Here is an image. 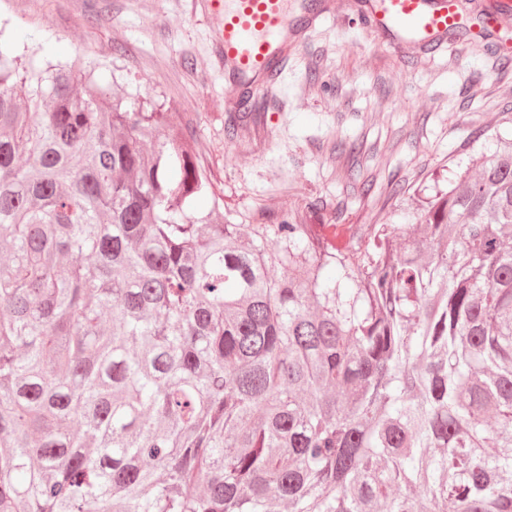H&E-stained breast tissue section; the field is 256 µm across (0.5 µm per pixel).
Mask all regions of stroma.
<instances>
[{"instance_id":"1","label":"stroma","mask_w":512,"mask_h":512,"mask_svg":"<svg viewBox=\"0 0 512 512\" xmlns=\"http://www.w3.org/2000/svg\"><path fill=\"white\" fill-rule=\"evenodd\" d=\"M448 51L411 56L352 20L346 0L289 59L270 97L232 105L214 42L221 19L202 0H0L7 33L61 60L85 59L108 88L144 95L186 126L238 224H278L316 210L345 233L407 223L433 174L512 138V40L481 20ZM318 76H311L312 65ZM356 147L338 155L337 141ZM400 194H391V187Z\"/></svg>"}]
</instances>
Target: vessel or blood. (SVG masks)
Here are the masks:
<instances>
[{
  "mask_svg": "<svg viewBox=\"0 0 512 512\" xmlns=\"http://www.w3.org/2000/svg\"><path fill=\"white\" fill-rule=\"evenodd\" d=\"M205 5L224 14L216 39L225 73L249 82L254 95L276 92L281 62L325 14L319 5L291 19L290 0H205ZM351 9L364 28L392 31L427 52L447 48L448 32L459 24L455 0H376L368 7L353 0Z\"/></svg>",
  "mask_w": 512,
  "mask_h": 512,
  "instance_id": "vessel-or-blood-1",
  "label": "vessel or blood"
}]
</instances>
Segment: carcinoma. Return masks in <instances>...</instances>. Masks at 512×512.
<instances>
[{
  "label": "carcinoma",
  "instance_id": "obj_1",
  "mask_svg": "<svg viewBox=\"0 0 512 512\" xmlns=\"http://www.w3.org/2000/svg\"><path fill=\"white\" fill-rule=\"evenodd\" d=\"M124 101L0 26V512H512V147L342 243Z\"/></svg>",
  "mask_w": 512,
  "mask_h": 512
}]
</instances>
